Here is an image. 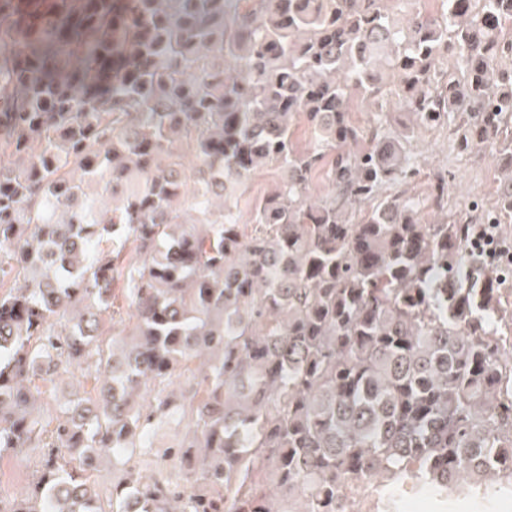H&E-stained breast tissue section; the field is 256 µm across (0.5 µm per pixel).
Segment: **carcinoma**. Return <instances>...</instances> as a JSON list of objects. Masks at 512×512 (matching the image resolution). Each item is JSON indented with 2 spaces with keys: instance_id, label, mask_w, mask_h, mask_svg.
<instances>
[{
  "instance_id": "cac0c4a2",
  "label": "carcinoma",
  "mask_w": 512,
  "mask_h": 512,
  "mask_svg": "<svg viewBox=\"0 0 512 512\" xmlns=\"http://www.w3.org/2000/svg\"><path fill=\"white\" fill-rule=\"evenodd\" d=\"M396 2L0 0V454L39 461L0 512H346L380 479L379 512L407 484L435 512L512 496V308L473 225L394 191L415 130L454 126L499 156L485 221L512 214V0ZM270 164L246 239L236 184ZM116 289L137 322L107 353ZM73 366L94 385L63 402ZM171 422L177 447L148 442Z\"/></svg>"
}]
</instances>
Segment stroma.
<instances>
[{"mask_svg":"<svg viewBox=\"0 0 512 512\" xmlns=\"http://www.w3.org/2000/svg\"><path fill=\"white\" fill-rule=\"evenodd\" d=\"M454 129L420 130L412 144L415 171L402 184L405 196L418 204L421 223L433 224L446 215L467 220L473 206L491 209L496 200L498 161L492 153L463 150ZM280 180L277 168L269 166L251 175L237 188L239 222L251 232V206L256 198L273 191ZM444 184L443 200H436L437 184Z\"/></svg>","mask_w":512,"mask_h":512,"instance_id":"1","label":"stroma"}]
</instances>
